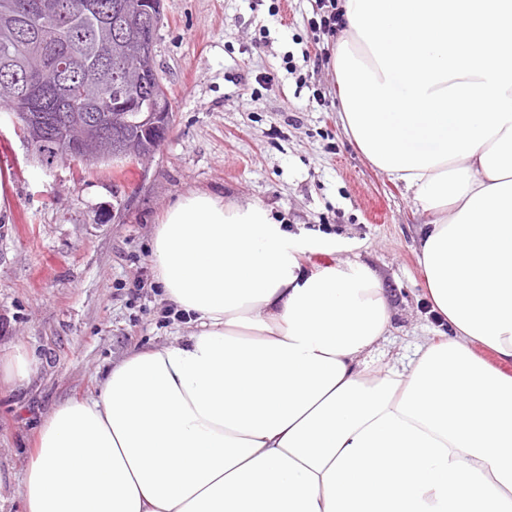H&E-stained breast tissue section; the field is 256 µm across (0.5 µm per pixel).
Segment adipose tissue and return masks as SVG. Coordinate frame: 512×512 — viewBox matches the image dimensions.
<instances>
[{
	"label": "adipose tissue",
	"instance_id": "1",
	"mask_svg": "<svg viewBox=\"0 0 512 512\" xmlns=\"http://www.w3.org/2000/svg\"><path fill=\"white\" fill-rule=\"evenodd\" d=\"M429 216L426 292L450 334L375 360L392 313L322 239L190 193L152 242L193 330L116 364L43 422L23 512H512V122L473 156L391 171Z\"/></svg>",
	"mask_w": 512,
	"mask_h": 512
}]
</instances>
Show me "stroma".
Instances as JSON below:
<instances>
[{
    "mask_svg": "<svg viewBox=\"0 0 512 512\" xmlns=\"http://www.w3.org/2000/svg\"><path fill=\"white\" fill-rule=\"evenodd\" d=\"M312 4L162 0L154 52L173 117L148 161L45 165L0 108V362H35L23 386L0 385V512H21L37 431L60 404L94 396L136 349L190 332L151 254L182 195L258 203L291 231L320 232L330 247L304 250L306 270L370 267L393 311L385 358L447 332L419 262L428 217L346 133L336 39Z\"/></svg>",
    "mask_w": 512,
    "mask_h": 512,
    "instance_id": "1",
    "label": "stroma"
}]
</instances>
